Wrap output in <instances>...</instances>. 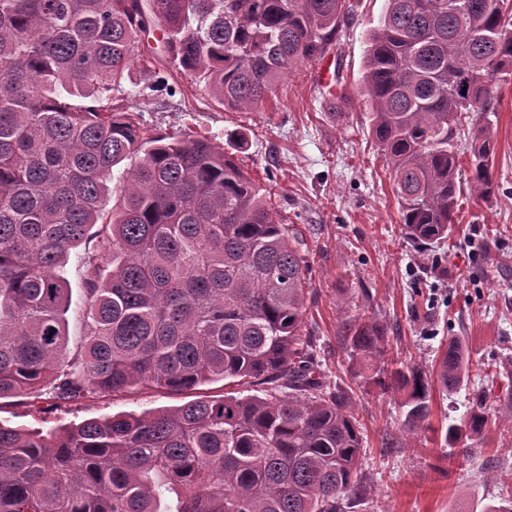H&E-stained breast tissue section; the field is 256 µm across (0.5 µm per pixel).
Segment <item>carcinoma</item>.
Returning a JSON list of instances; mask_svg holds the SVG:
<instances>
[{
  "instance_id": "cac0c4a2",
  "label": "carcinoma",
  "mask_w": 512,
  "mask_h": 512,
  "mask_svg": "<svg viewBox=\"0 0 512 512\" xmlns=\"http://www.w3.org/2000/svg\"><path fill=\"white\" fill-rule=\"evenodd\" d=\"M511 7L386 0L368 33L361 97L417 246L454 224L463 121L470 189L495 192L490 114L497 76L512 75ZM353 15L349 0H0V399L219 380L270 389L47 432L0 425V512H346L366 496L362 424L315 376L301 333L308 262L292 228L224 147L101 105L143 59L152 23L183 72L224 109L249 112L295 65L327 55ZM81 246L89 331L66 361L59 270ZM349 347L364 383L404 393L407 427L423 425L430 376L387 357L369 319L353 320ZM469 364L449 342L440 386L462 387ZM487 423L479 404L445 444Z\"/></svg>"
}]
</instances>
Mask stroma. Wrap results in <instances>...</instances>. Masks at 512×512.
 <instances>
[{
    "instance_id": "35a3bbf8",
    "label": "stroma",
    "mask_w": 512,
    "mask_h": 512,
    "mask_svg": "<svg viewBox=\"0 0 512 512\" xmlns=\"http://www.w3.org/2000/svg\"><path fill=\"white\" fill-rule=\"evenodd\" d=\"M384 6L358 0L354 21L328 53L352 99L343 117H335L312 62L284 76L256 111L224 109L173 66L155 26L142 36L145 62L135 63L108 102L144 109L154 128L190 130L223 146L297 234L308 261L303 332L313 338L324 379L351 395L364 426L371 489L358 512H484L512 500V480L496 478L512 471V406L500 397L512 372V79L497 87L496 191L481 199L462 186L453 231L437 247L446 260L433 268L432 254L403 237L398 198L360 101L366 34ZM156 71L166 90H152ZM361 313L383 325L391 352L412 366L433 371L449 340L460 338L472 362L486 368L453 393L432 383L426 427L408 431L400 396L364 384L348 355L349 324ZM223 391L219 381L179 392L138 386L63 403L41 390L1 399L0 425L49 430ZM481 401L487 425L459 442L472 457L449 462L446 428Z\"/></svg>"
}]
</instances>
